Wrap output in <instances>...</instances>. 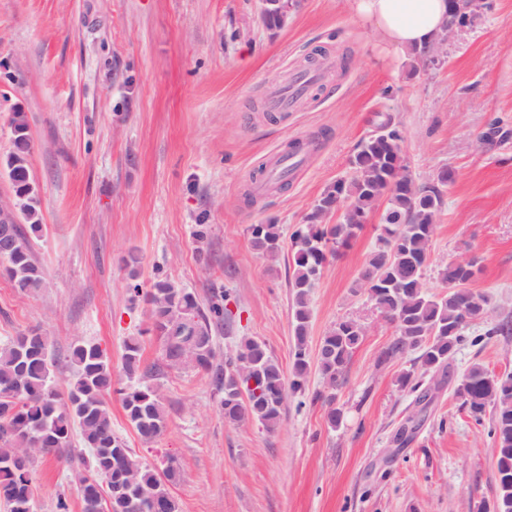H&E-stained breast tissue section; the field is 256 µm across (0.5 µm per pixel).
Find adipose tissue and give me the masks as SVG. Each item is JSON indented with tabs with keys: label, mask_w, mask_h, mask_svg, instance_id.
<instances>
[{
	"label": "adipose tissue",
	"mask_w": 512,
	"mask_h": 512,
	"mask_svg": "<svg viewBox=\"0 0 512 512\" xmlns=\"http://www.w3.org/2000/svg\"><path fill=\"white\" fill-rule=\"evenodd\" d=\"M354 17L380 35V53L392 60L430 45L448 18V0H349Z\"/></svg>",
	"instance_id": "obj_1"
}]
</instances>
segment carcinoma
I'll return each instance as SVG.
<instances>
[{
  "label": "carcinoma",
  "instance_id": "1",
  "mask_svg": "<svg viewBox=\"0 0 512 512\" xmlns=\"http://www.w3.org/2000/svg\"><path fill=\"white\" fill-rule=\"evenodd\" d=\"M474 12V0H448V19L462 23ZM13 148L3 169L12 189L21 194L24 223L13 225L9 242L0 239V274L22 293L42 284V269L34 256L32 240L42 230L37 199L30 179L28 157L32 140L26 115L12 117ZM352 174L336 181L323 193L291 233L294 269L289 280L293 300V380L267 348L255 339L242 342L217 362L212 344L211 321L225 318L224 294L215 296L203 311L195 294L166 278L156 276L147 289L131 286L133 297L149 309L153 329L163 339V353L173 366L191 365L208 375L217 392L224 421L238 424L256 421L267 430L280 423L288 391L303 387L310 364L308 328L310 297L329 260L336 258L363 230L368 215L384 207L383 234L370 253L357 288L375 292L373 300L393 324L390 344L381 354L384 361L420 352L417 362L425 374L440 384L448 376L450 361L460 345L476 346L483 336L509 332L508 324L491 326L472 339L464 336L468 322L483 319L489 311L486 295L469 288L477 262L464 267L450 264L438 270L448 292L427 294L424 276L430 245L443 204V187L453 180L445 172L439 185L416 182L405 163L404 138L391 121L378 124L358 145L351 159ZM340 213L336 224L323 220ZM254 248L273 253L281 233L275 224H258L252 230ZM364 336L354 320L336 324L323 336L318 368L331 393L322 396L332 427L342 424L334 390L344 377L353 351ZM72 368L67 392L57 388V359L49 338L36 329L19 333L0 346V503L6 512H36L31 495L35 461L52 457L62 465L74 462L73 431H79L83 447L91 450L84 463L89 479H81L83 512H99L104 498L114 499L115 512H170V484L178 475L175 460L158 469L142 462L112 429L106 397L120 395L128 422L145 441L160 436L167 426L163 399L156 387L137 383L114 388L112 365L99 345L77 342L70 347ZM122 369L130 380L142 376V345L137 336L124 344ZM403 388L417 393L416 401L429 407L434 400L430 387L413 382V374L398 377ZM455 396L479 417L487 406L495 410L490 435L497 452V495L493 512H512V373L495 376L480 365L471 366L457 380Z\"/></svg>",
  "mask_w": 512,
  "mask_h": 512
}]
</instances>
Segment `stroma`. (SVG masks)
Listing matches in <instances>:
<instances>
[{
	"label": "stroma",
	"instance_id": "stroma-1",
	"mask_svg": "<svg viewBox=\"0 0 512 512\" xmlns=\"http://www.w3.org/2000/svg\"><path fill=\"white\" fill-rule=\"evenodd\" d=\"M259 11V0H0V158L12 149V113L25 112L42 224L33 249L44 272L30 294L0 277V343L31 328L61 357L75 341L96 343L122 384L124 343L141 337L145 381L163 394L168 426L142 442L114 394L112 428L143 462L178 461L171 492L180 512H483L497 492L493 408L474 421L450 380L418 413L415 392L397 379L430 376L414 372V355L379 359L394 327L355 285L378 245L379 214L330 260L310 299L309 355L339 321L365 329L336 389L337 428L314 369L289 393L275 431L226 423L207 375L165 367L162 340L129 285L149 287L159 274L203 305L225 292L229 315L212 330L217 355L252 338L291 370L290 235L349 175L358 144L386 113L417 182L454 172L428 292L443 291L439 266L477 260L471 287L490 310L468 335L512 321V0H487L428 67L379 60L378 34L352 18L348 0H301L278 31ZM320 47L329 62L322 80L296 108L271 109ZM301 140L315 145L302 170L255 195L271 160ZM199 224L209 227L202 241ZM257 224L278 225L277 252L254 249ZM132 251L142 259L134 280L124 264ZM475 363L512 372V335L462 344L455 374ZM415 414L416 432L397 446L396 430ZM35 470L37 512H56L61 493L82 512L73 470L48 458Z\"/></svg>",
	"mask_w": 512,
	"mask_h": 512
}]
</instances>
